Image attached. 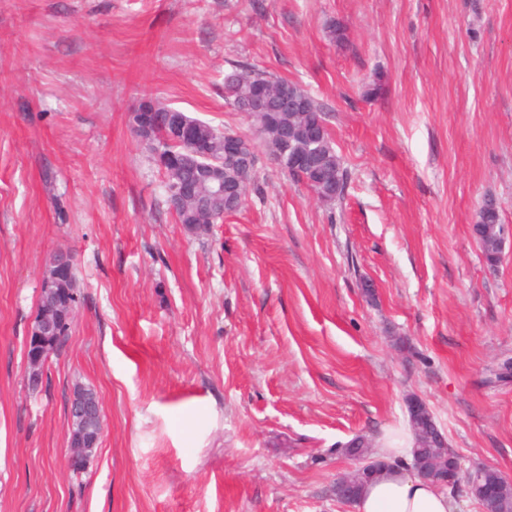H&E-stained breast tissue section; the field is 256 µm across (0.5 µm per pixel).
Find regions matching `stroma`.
<instances>
[{
  "mask_svg": "<svg viewBox=\"0 0 512 512\" xmlns=\"http://www.w3.org/2000/svg\"><path fill=\"white\" fill-rule=\"evenodd\" d=\"M341 38H334L333 29ZM248 63L321 104L348 183L318 200L224 99ZM253 138L244 208L188 233L130 115ZM512 0H0V512H355L343 448L421 399L463 468L512 480ZM69 336L25 378L49 258ZM104 430L67 463L75 386ZM484 224V229L482 236L480 237V244L484 253V256H486L488 259L492 258V254L495 253L496 250V243H497V237H498V246L500 248V251L502 252L503 244L505 242L506 235L511 236L512 235V228L508 225L502 224L500 227V232L498 236L499 231V216L496 213H491L488 211L481 210L479 217H478V224H473V231L476 234L477 237L479 235L476 233V225ZM500 252V254H501ZM499 254V256H500ZM47 276H43L42 285L44 282L46 283V287L49 286L50 283H57L63 279L70 280L74 275V265L71 259V256L67 253H56L54 254L48 261L47 264ZM76 281L77 277L70 280L66 284L56 287V288H67L69 291L75 293V297L73 298L75 310L77 306V291H76Z\"/></svg>",
  "mask_w": 512,
  "mask_h": 512,
  "instance_id": "stroma-1",
  "label": "stroma"
}]
</instances>
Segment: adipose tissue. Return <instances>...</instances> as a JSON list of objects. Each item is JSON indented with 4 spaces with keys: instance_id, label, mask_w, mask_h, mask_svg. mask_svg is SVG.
<instances>
[{
    "instance_id": "obj_1",
    "label": "adipose tissue",
    "mask_w": 512,
    "mask_h": 512,
    "mask_svg": "<svg viewBox=\"0 0 512 512\" xmlns=\"http://www.w3.org/2000/svg\"><path fill=\"white\" fill-rule=\"evenodd\" d=\"M378 453L394 466L367 485L356 512H455L456 505L447 493L398 467V460L411 455L410 441L384 442Z\"/></svg>"
}]
</instances>
